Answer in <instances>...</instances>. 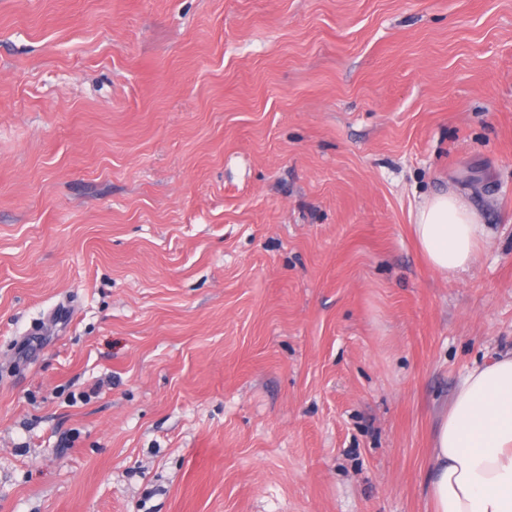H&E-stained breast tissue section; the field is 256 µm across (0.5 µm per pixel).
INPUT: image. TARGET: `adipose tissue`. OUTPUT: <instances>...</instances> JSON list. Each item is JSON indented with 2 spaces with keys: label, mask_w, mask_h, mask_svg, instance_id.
I'll return each mask as SVG.
<instances>
[{
  "label": "adipose tissue",
  "mask_w": 512,
  "mask_h": 512,
  "mask_svg": "<svg viewBox=\"0 0 512 512\" xmlns=\"http://www.w3.org/2000/svg\"><path fill=\"white\" fill-rule=\"evenodd\" d=\"M415 239L451 278L476 262L486 231L456 193L416 206ZM425 485L431 512H512V352L472 368L439 419Z\"/></svg>",
  "instance_id": "adipose-tissue-1"
}]
</instances>
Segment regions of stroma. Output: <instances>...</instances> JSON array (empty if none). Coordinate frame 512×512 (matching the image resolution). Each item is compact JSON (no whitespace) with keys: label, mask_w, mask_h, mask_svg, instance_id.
I'll return each mask as SVG.
<instances>
[{"label":"stroma","mask_w":512,"mask_h":512,"mask_svg":"<svg viewBox=\"0 0 512 512\" xmlns=\"http://www.w3.org/2000/svg\"><path fill=\"white\" fill-rule=\"evenodd\" d=\"M509 350L512 0H0V512H430ZM412 229L430 265L446 278L475 264L486 236L476 212L464 197L451 192L419 202Z\"/></svg>","instance_id":"stroma-1"}]
</instances>
